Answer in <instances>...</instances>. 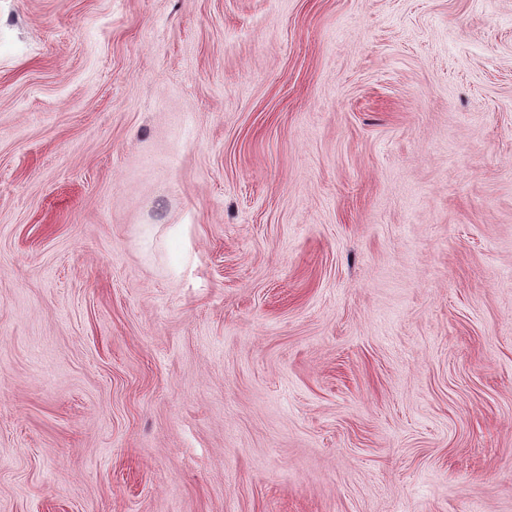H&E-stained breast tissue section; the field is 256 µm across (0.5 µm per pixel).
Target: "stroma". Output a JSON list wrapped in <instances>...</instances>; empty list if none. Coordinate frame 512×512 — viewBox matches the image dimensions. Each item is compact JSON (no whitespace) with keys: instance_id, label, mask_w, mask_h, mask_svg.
<instances>
[{"instance_id":"1","label":"stroma","mask_w":512,"mask_h":512,"mask_svg":"<svg viewBox=\"0 0 512 512\" xmlns=\"http://www.w3.org/2000/svg\"><path fill=\"white\" fill-rule=\"evenodd\" d=\"M0 512H512V0H0Z\"/></svg>"}]
</instances>
